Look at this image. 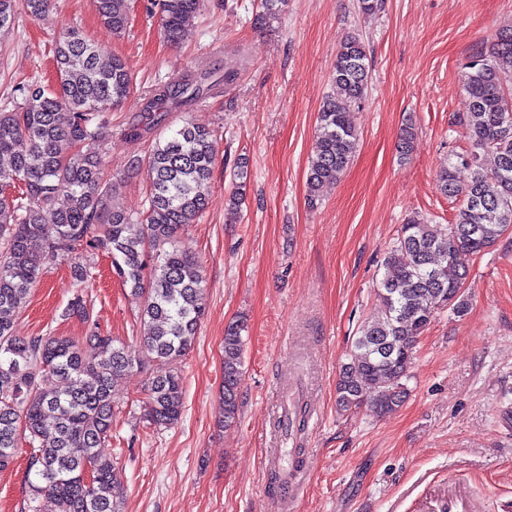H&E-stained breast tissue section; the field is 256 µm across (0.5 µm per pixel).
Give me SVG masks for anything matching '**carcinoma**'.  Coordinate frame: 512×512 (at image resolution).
I'll use <instances>...</instances> for the list:
<instances>
[{"label":"carcinoma","mask_w":512,"mask_h":512,"mask_svg":"<svg viewBox=\"0 0 512 512\" xmlns=\"http://www.w3.org/2000/svg\"><path fill=\"white\" fill-rule=\"evenodd\" d=\"M131 2L93 0V7L101 23L120 35L130 22ZM49 3L0 0V35L9 33L17 14L38 19ZM286 5L287 0H259L254 24L276 21ZM202 6L203 0H151L149 12L159 15L163 41L175 45ZM100 55L77 31H62L54 48V85L36 84L22 103L0 109V471L25 439L31 500L46 496L56 512H123L113 461L98 451L112 433L113 383L141 364L140 354L151 356L157 368L143 418L159 428L178 422L181 364L205 313L201 266L177 237L206 213L200 187L213 173L214 133L191 122L159 132L149 155L135 163L148 168V207L137 214L109 209L102 178L103 112L121 104L134 86L124 58L114 54L102 67ZM469 59L461 72L469 108L458 123L470 147L448 159L439 174L443 193L462 198L461 204L449 224L412 217L401 225L385 259L391 272L375 291L377 316L358 328L339 372L336 402L343 411L366 408L383 417L403 405L419 338L441 312L461 317L468 310L469 268L461 255L488 250L512 228V28L498 30ZM368 74L363 41L346 34L332 74L339 92L318 113L306 181L312 206L321 188L339 181L352 160L358 139L353 109L365 100ZM234 79L229 71L191 72L181 83L144 97L142 112L154 117L155 128L168 113L205 101L217 85ZM150 128L132 123L124 135L139 140ZM64 144L70 152L62 151ZM489 153L494 166L487 170L483 157ZM460 166L471 171L464 186L455 178ZM61 196L67 204L45 223L43 210ZM100 252L112 258V273L140 303L141 350L96 331L82 340L16 333L17 316L46 265L68 263L81 288ZM245 328L240 319L224 328L225 428L239 414ZM307 416V406L298 401L281 429L301 431Z\"/></svg>","instance_id":"1"}]
</instances>
